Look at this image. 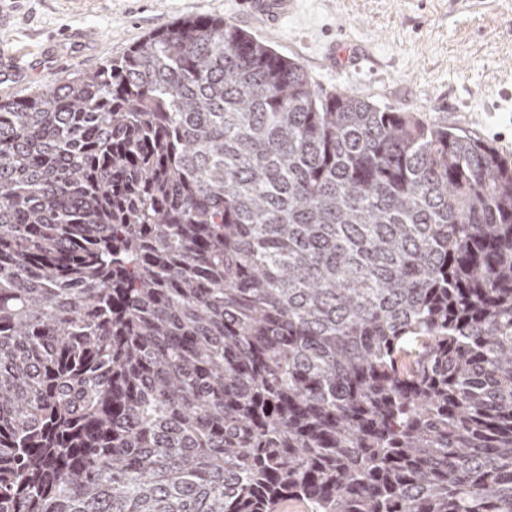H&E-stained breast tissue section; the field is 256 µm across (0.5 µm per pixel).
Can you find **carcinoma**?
<instances>
[{
    "label": "carcinoma",
    "mask_w": 512,
    "mask_h": 512,
    "mask_svg": "<svg viewBox=\"0 0 512 512\" xmlns=\"http://www.w3.org/2000/svg\"><path fill=\"white\" fill-rule=\"evenodd\" d=\"M512 512V161L222 18L0 103V512Z\"/></svg>",
    "instance_id": "cac0c4a2"
}]
</instances>
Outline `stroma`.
<instances>
[{
    "label": "stroma",
    "mask_w": 512,
    "mask_h": 512,
    "mask_svg": "<svg viewBox=\"0 0 512 512\" xmlns=\"http://www.w3.org/2000/svg\"><path fill=\"white\" fill-rule=\"evenodd\" d=\"M0 102L122 55L150 32L221 17L320 87L465 130L512 160V0H294L278 24L248 0H0Z\"/></svg>",
    "instance_id": "1"
}]
</instances>
